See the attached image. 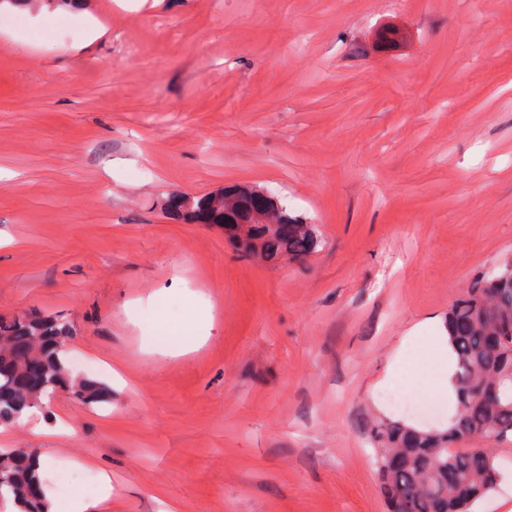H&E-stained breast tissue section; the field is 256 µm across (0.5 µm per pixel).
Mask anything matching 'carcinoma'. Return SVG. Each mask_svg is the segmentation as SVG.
Listing matches in <instances>:
<instances>
[{
  "label": "carcinoma",
  "instance_id": "1",
  "mask_svg": "<svg viewBox=\"0 0 512 512\" xmlns=\"http://www.w3.org/2000/svg\"><path fill=\"white\" fill-rule=\"evenodd\" d=\"M256 186L230 185L199 198L169 194L172 210L190 202L211 213L224 234L249 258L275 263L301 259L318 245L316 225L288 213L273 196L255 198ZM512 320V260L492 274L475 278L448 310V346L454 356L452 386L456 413L445 429H416L399 420L373 422L367 431L379 447L376 474L388 512H472L473 506L498 484L501 472L493 447L512 437V336L493 343L490 336ZM70 321L58 316L26 315L0 319V423L16 420L43 404L59 389L82 405L106 400L108 389L90 379H74L60 357L63 340L74 338ZM36 360L43 369V386L32 388L26 365ZM477 434L482 448L454 451L457 436ZM35 454L16 449L0 454V505L13 502L17 512H50L42 497L28 490L39 483ZM458 484L443 492L448 468Z\"/></svg>",
  "mask_w": 512,
  "mask_h": 512
}]
</instances>
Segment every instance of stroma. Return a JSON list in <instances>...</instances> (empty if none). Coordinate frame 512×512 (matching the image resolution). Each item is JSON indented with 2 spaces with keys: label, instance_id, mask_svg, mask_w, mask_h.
Returning <instances> with one entry per match:
<instances>
[{
  "label": "stroma",
  "instance_id": "1",
  "mask_svg": "<svg viewBox=\"0 0 512 512\" xmlns=\"http://www.w3.org/2000/svg\"><path fill=\"white\" fill-rule=\"evenodd\" d=\"M0 27V316L74 326L78 378L0 425L104 512H386L365 431L455 409L391 368L512 257V0H83ZM282 198L321 243L241 257L163 193ZM199 348L170 356L158 313ZM477 512L512 506V439Z\"/></svg>",
  "mask_w": 512,
  "mask_h": 512
}]
</instances>
